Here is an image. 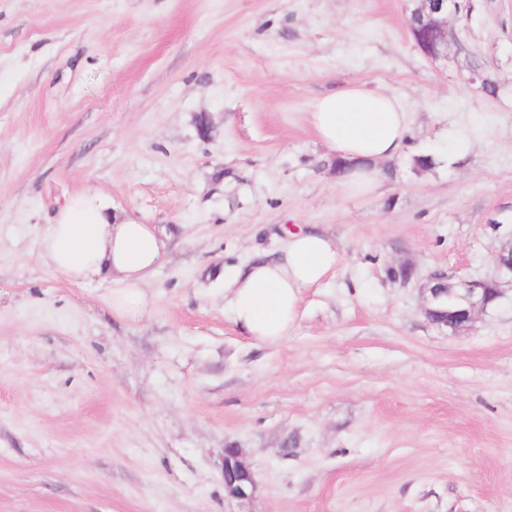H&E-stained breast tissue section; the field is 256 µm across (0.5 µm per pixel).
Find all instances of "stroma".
<instances>
[{
  "label": "stroma",
  "instance_id": "stroma-1",
  "mask_svg": "<svg viewBox=\"0 0 512 512\" xmlns=\"http://www.w3.org/2000/svg\"><path fill=\"white\" fill-rule=\"evenodd\" d=\"M468 3L432 61L411 0H0V512H512V0ZM347 83L396 95L414 150L467 153L348 193L309 122ZM85 191L168 238L137 318L44 262ZM294 225L341 259L260 343L224 276ZM436 271L503 294L451 333ZM223 476L227 496L240 501L251 499L256 482L254 472L241 449L225 448Z\"/></svg>",
  "mask_w": 512,
  "mask_h": 512
}]
</instances>
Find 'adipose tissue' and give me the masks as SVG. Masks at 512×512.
<instances>
[{"label":"adipose tissue","instance_id":"1","mask_svg":"<svg viewBox=\"0 0 512 512\" xmlns=\"http://www.w3.org/2000/svg\"><path fill=\"white\" fill-rule=\"evenodd\" d=\"M310 118L320 142L336 158L351 162L343 176L350 193L374 190L377 162L403 154L407 114L391 93L351 83L315 101ZM39 239L48 264L69 282L110 278L116 315L133 318L145 310V288L166 247L154 225L117 219L97 194L84 192L65 202ZM338 260V248L325 234L289 232L283 259L252 260L228 276L224 297L233 322L258 341H282L297 316L302 290L324 280Z\"/></svg>","mask_w":512,"mask_h":512}]
</instances>
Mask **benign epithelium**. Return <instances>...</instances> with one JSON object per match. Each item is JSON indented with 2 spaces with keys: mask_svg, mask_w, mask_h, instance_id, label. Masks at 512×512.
<instances>
[{
  "mask_svg": "<svg viewBox=\"0 0 512 512\" xmlns=\"http://www.w3.org/2000/svg\"><path fill=\"white\" fill-rule=\"evenodd\" d=\"M416 5L407 20L408 28L418 33H433L438 37L439 50L425 54L431 60L448 57L451 17L459 12V0H415ZM423 311L429 322L449 328L453 333L466 331L476 316L485 311L502 294L497 281L459 280L448 287V274L437 271L421 288ZM224 490L227 496L244 501L251 499L256 482L254 472L239 448L224 450Z\"/></svg>",
  "mask_w": 512,
  "mask_h": 512,
  "instance_id": "7a95c632",
  "label": "benign epithelium"
}]
</instances>
